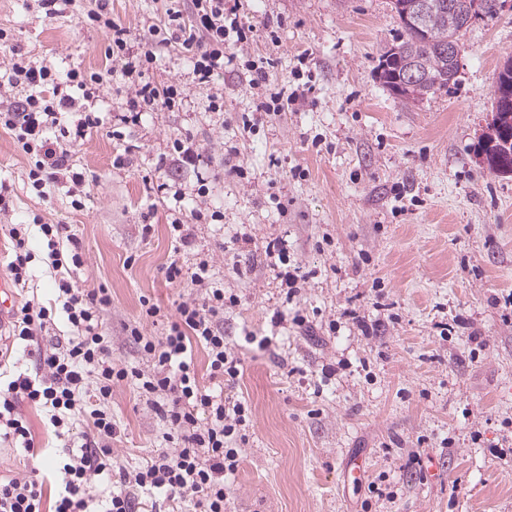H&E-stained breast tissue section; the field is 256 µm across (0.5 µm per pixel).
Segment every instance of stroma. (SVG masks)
<instances>
[{"instance_id":"1","label":"stroma","mask_w":512,"mask_h":512,"mask_svg":"<svg viewBox=\"0 0 512 512\" xmlns=\"http://www.w3.org/2000/svg\"><path fill=\"white\" fill-rule=\"evenodd\" d=\"M171 5L109 8L139 44ZM238 16L250 29L245 52L270 62L281 111L258 110L245 69L200 84L179 45H155L147 80L175 82L185 97L178 109L125 124L121 81L101 92L103 125L71 149L85 177L80 207L63 187L39 199L29 156L0 129V275L14 256L9 230L22 225L33 259L16 302L52 301L40 227L66 225L63 249L83 259L72 282L111 297L103 327L114 364L143 369L128 327L161 337L190 293L166 279L167 266L178 262L188 276L208 262L239 299L224 311V339L243 373L225 392L252 408L233 512H512V174L476 160L498 70L512 55V0L474 22L448 88L415 102L387 91L376 72L401 31L390 0H239ZM0 28L11 35L0 67L15 51L61 71L111 66L105 36L77 12L49 19L36 0H0ZM213 96L223 111L209 110ZM177 138L197 146V176L160 166ZM195 208L208 219L175 249L170 222ZM245 225L247 245L237 240ZM278 240L307 275L290 302L266 261ZM145 298L162 320L143 317ZM298 310L308 326L292 324ZM277 313L287 326L273 328ZM69 333L59 320L22 347L4 328L8 370L34 373L39 349ZM249 333L273 341L249 344ZM111 407L120 434L103 495L123 470L172 449L135 386L115 387ZM25 413L35 451L1 444L0 478L31 475L50 497V463L65 441L43 412Z\"/></svg>"}]
</instances>
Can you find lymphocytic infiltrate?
I'll use <instances>...</instances> for the list:
<instances>
[{"instance_id":"f902f5d3","label":"lymphocytic infiltrate","mask_w":512,"mask_h":512,"mask_svg":"<svg viewBox=\"0 0 512 512\" xmlns=\"http://www.w3.org/2000/svg\"><path fill=\"white\" fill-rule=\"evenodd\" d=\"M195 12L185 19L182 10L168 8L164 32L193 61L198 83L204 84L237 61L225 53L228 39L237 44L248 35L236 6L225 0H193ZM82 24L104 32L106 55L120 72L128 90L132 116L174 109L183 99L178 84L158 86L145 74L156 61L151 42L132 47L129 32L115 23L107 0H96L85 10ZM113 72H86L23 57L11 61L0 75V127L12 131L24 153L30 155L32 187L47 200L63 184L81 186L82 173L70 162V148L82 141L101 118L94 110L100 90L112 82ZM201 295L182 301L164 336H144L131 327L150 367H119L112 362V338L102 330V315L111 303L105 289L88 291L67 278L57 281L54 304L26 302L16 314L13 336L23 343L37 342L56 319H64L70 336L41 350L34 373L19 374L0 385V440L33 451L34 442L21 404L46 412L58 436L67 441L58 472L52 512H136L156 496L189 504L191 512H228V482L240 463L252 412L248 404L201 387L193 360L194 347L209 358V375L234 383L242 363L224 340V310L237 305V296H225L211 279L207 262L189 276ZM134 385L168 428L170 452H161L137 469L122 473L120 490L97 498L95 490L109 471L112 441L118 426L112 418V392L120 383ZM90 428L74 433L76 417ZM42 484L27 476L0 482V512H45Z\"/></svg>"}]
</instances>
